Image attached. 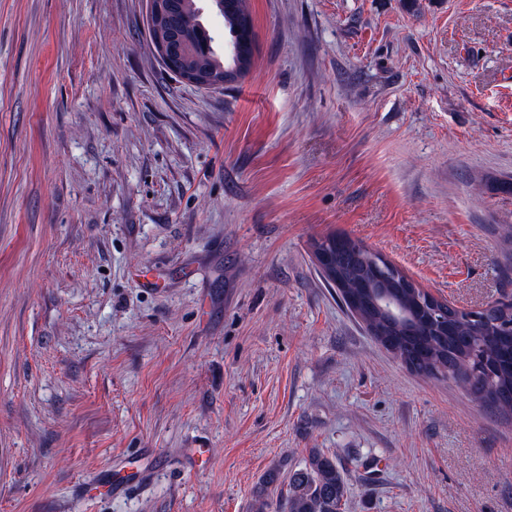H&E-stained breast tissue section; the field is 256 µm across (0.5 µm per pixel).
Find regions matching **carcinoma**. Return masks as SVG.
<instances>
[{"instance_id":"cac0c4a2","label":"carcinoma","mask_w":512,"mask_h":512,"mask_svg":"<svg viewBox=\"0 0 512 512\" xmlns=\"http://www.w3.org/2000/svg\"><path fill=\"white\" fill-rule=\"evenodd\" d=\"M199 0H159L162 15L150 34L154 48L180 43L182 55L174 76L187 81L224 87L234 58L213 47V37L203 23ZM224 21L228 35L253 26L245 0L232 9L224 0H210ZM314 253L330 256V268L321 271L341 300L378 342L389 344L394 355L412 372L442 376L455 382L475 399L504 412L512 411V304L498 307V316L458 311L448 326L432 317L434 303L419 288L387 289L401 305L403 317L392 319L376 302L384 285L365 281L372 254L350 247L334 234L314 242ZM350 495L346 474L336 457L319 448L309 451L299 468L280 476L271 469L255 487L251 512H344Z\"/></svg>"}]
</instances>
